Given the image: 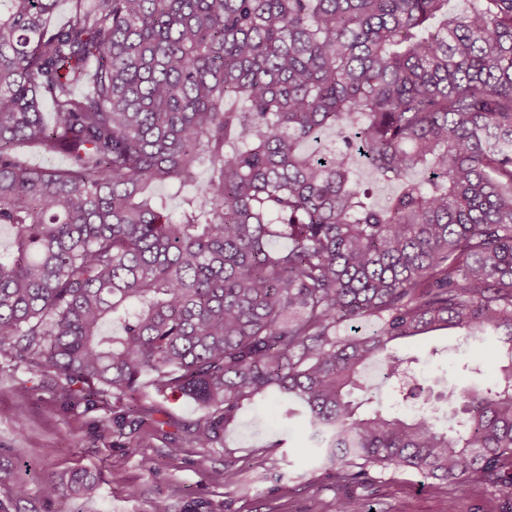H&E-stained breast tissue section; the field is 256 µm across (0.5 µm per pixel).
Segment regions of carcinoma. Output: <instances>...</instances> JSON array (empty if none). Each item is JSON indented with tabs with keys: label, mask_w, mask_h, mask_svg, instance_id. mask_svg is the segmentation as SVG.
I'll use <instances>...</instances> for the list:
<instances>
[{
	"label": "carcinoma",
	"mask_w": 512,
	"mask_h": 512,
	"mask_svg": "<svg viewBox=\"0 0 512 512\" xmlns=\"http://www.w3.org/2000/svg\"><path fill=\"white\" fill-rule=\"evenodd\" d=\"M60 2L0 0V357L124 425L146 382L207 409L174 452L274 397L341 487L512 502V0ZM448 327L497 376L448 382L446 425L420 386L385 410L366 368L403 385L388 345Z\"/></svg>",
	"instance_id": "carcinoma-1"
}]
</instances>
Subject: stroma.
Instances as JSON below:
<instances>
[{
  "label": "stroma",
  "mask_w": 512,
  "mask_h": 512,
  "mask_svg": "<svg viewBox=\"0 0 512 512\" xmlns=\"http://www.w3.org/2000/svg\"><path fill=\"white\" fill-rule=\"evenodd\" d=\"M417 379L443 390L447 377L464 385L491 380L492 350L466 346L456 329L441 330L403 344ZM151 421L132 428L112 421L103 402L67 401L49 384L30 379L24 368L0 358V505L7 512H152L165 501L169 512H335L340 493L333 468L314 461L304 427L282 421L275 401L244 410L224 444L199 448L183 443L169 450L181 424L201 419L193 402L162 400L142 390ZM239 470L224 483V464ZM75 472L97 476L89 495L66 480ZM57 486L42 492L44 483ZM26 485V498L14 496ZM372 512H447L448 494L409 470L388 469L355 488Z\"/></svg>",
  "instance_id": "35a3bbf8"
}]
</instances>
